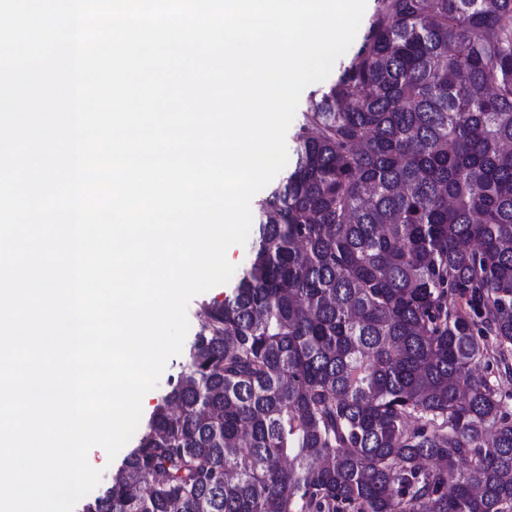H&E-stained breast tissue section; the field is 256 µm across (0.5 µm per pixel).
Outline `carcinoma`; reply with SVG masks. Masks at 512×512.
<instances>
[{
  "label": "carcinoma",
  "instance_id": "cac0c4a2",
  "mask_svg": "<svg viewBox=\"0 0 512 512\" xmlns=\"http://www.w3.org/2000/svg\"><path fill=\"white\" fill-rule=\"evenodd\" d=\"M260 208L83 512H512V0H377ZM348 51V50H347ZM346 51V53H347ZM346 53L341 56L334 64L333 69L328 76L326 80L319 83H314L309 86H307L300 98V102L297 108V111L295 113L294 119L287 131L286 134V143L288 148V161L286 166L277 174V176L261 191H259L251 201V212H252V226H251V232L248 238L247 243L244 246L241 245H232L228 251H227V259L236 266V270L232 278L228 283L221 284L218 286L213 287L212 289L201 293L199 295H196L191 299L189 302L188 308H187V316L189 320V331L186 336V339L183 344V348L181 353L178 356H175L171 358L164 370V372L161 375L160 381L158 386L149 391L142 400V417L139 424V427L131 440L128 442V444L117 454V456L114 458L112 462H108V456L104 449L101 447H94L91 449L88 455V461L91 466L97 469H103V476L98 484V486L87 496H94L97 495L107 484L111 481L112 475H114L118 468L121 466L123 459L125 455L128 453L129 449L134 447L137 441V437L140 431L141 425L146 422L150 416V414L153 412L154 408L161 403L162 398L167 394L169 391V380L173 377L177 378L178 374L184 369L185 365V355L189 348L190 343L192 342L196 332L200 329L199 320L196 316V312L199 309V305L202 302H214V303H220L224 301V297L228 294H230L232 287L234 286L235 282L237 281L239 275L242 272V269L244 268L248 250L250 247L253 230L255 228V224H258L259 222V209L257 205V201L267 195L270 191L275 189L277 186H279L286 176L288 175V171L292 169L294 162H295V147H296V141L295 136L296 132L302 123V112H305L311 98L314 94L318 93L319 90H321L323 87H325L328 83L331 81H334L336 78V74L343 62H345L346 59ZM84 497V498H85ZM82 498L75 506L74 512H80L79 510V504L84 499Z\"/></svg>",
  "mask_w": 512,
  "mask_h": 512
}]
</instances>
